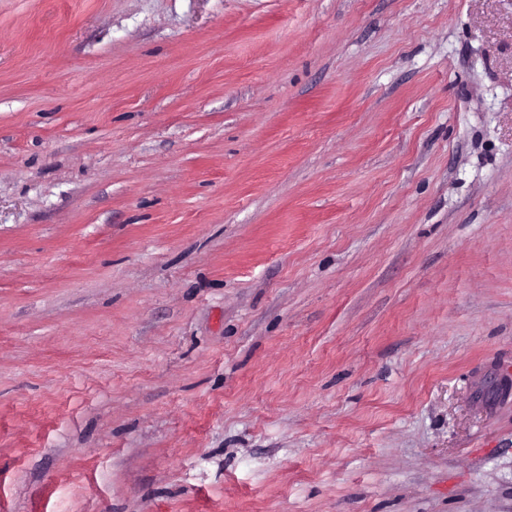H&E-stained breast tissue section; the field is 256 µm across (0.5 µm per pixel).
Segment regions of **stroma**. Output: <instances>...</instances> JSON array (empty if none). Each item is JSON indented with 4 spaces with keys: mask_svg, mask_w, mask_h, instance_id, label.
Instances as JSON below:
<instances>
[{
    "mask_svg": "<svg viewBox=\"0 0 512 512\" xmlns=\"http://www.w3.org/2000/svg\"><path fill=\"white\" fill-rule=\"evenodd\" d=\"M512 0H0V512H512Z\"/></svg>",
    "mask_w": 512,
    "mask_h": 512,
    "instance_id": "35a3bbf8",
    "label": "stroma"
}]
</instances>
